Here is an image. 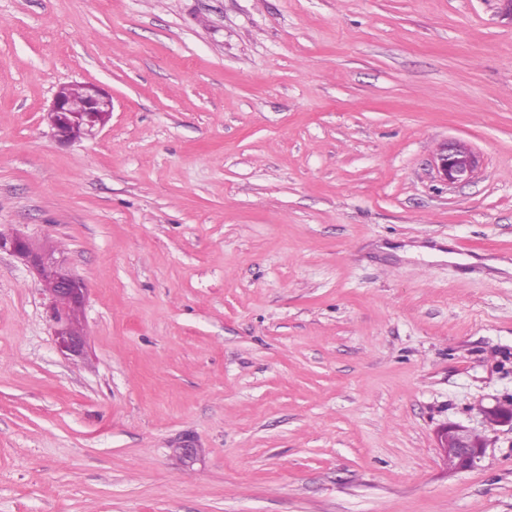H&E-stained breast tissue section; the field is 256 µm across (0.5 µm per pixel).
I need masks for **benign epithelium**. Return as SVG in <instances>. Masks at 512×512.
Returning <instances> with one entry per match:
<instances>
[{
    "instance_id": "benign-epithelium-1",
    "label": "benign epithelium",
    "mask_w": 512,
    "mask_h": 512,
    "mask_svg": "<svg viewBox=\"0 0 512 512\" xmlns=\"http://www.w3.org/2000/svg\"><path fill=\"white\" fill-rule=\"evenodd\" d=\"M86 106L75 110L67 102V85L58 86L46 111L47 122L53 136L61 144H72L92 139L102 131L112 117V96L99 84H84ZM476 155L462 144H447L439 148L435 168L448 184L472 178L477 169ZM7 252L32 270L42 283L50 299L53 335L60 353L78 357L83 354L86 337L72 329L71 318L85 304L88 287L75 275L57 252L44 250L26 235L0 230V253ZM485 422L492 426L512 428V415L500 412L497 407L483 410ZM448 470L462 471L477 466L485 452V444L475 439L464 426L451 424L438 433Z\"/></svg>"
}]
</instances>
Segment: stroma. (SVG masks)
Listing matches in <instances>:
<instances>
[{"label":"stroma","instance_id":"obj_1","mask_svg":"<svg viewBox=\"0 0 512 512\" xmlns=\"http://www.w3.org/2000/svg\"><path fill=\"white\" fill-rule=\"evenodd\" d=\"M0 227L89 288L68 359L0 254V512H512L504 0H0ZM84 88L87 100L84 109L69 107L67 84H63L54 92L46 111L45 119L53 136L61 144L95 138L112 117V96L94 82H86ZM434 163L441 179L447 184H455L472 178L478 160L465 145L447 143L439 148ZM439 448H442L448 470L462 471L476 467L485 452V444L464 426L451 424L438 433Z\"/></svg>","mask_w":512,"mask_h":512}]
</instances>
